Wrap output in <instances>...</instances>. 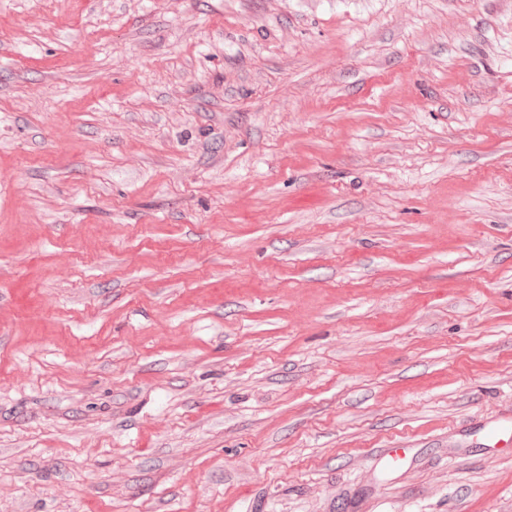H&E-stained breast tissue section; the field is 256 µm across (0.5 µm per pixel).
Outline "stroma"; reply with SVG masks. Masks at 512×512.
Returning a JSON list of instances; mask_svg holds the SVG:
<instances>
[{"instance_id":"35a3bbf8","label":"stroma","mask_w":512,"mask_h":512,"mask_svg":"<svg viewBox=\"0 0 512 512\" xmlns=\"http://www.w3.org/2000/svg\"><path fill=\"white\" fill-rule=\"evenodd\" d=\"M509 414L512 0H0V512H512Z\"/></svg>"}]
</instances>
